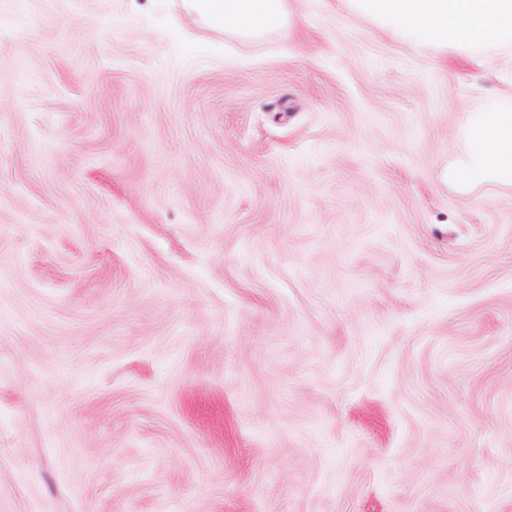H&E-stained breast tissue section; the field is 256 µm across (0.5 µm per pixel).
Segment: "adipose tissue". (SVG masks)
Listing matches in <instances>:
<instances>
[{"label":"adipose tissue","mask_w":512,"mask_h":512,"mask_svg":"<svg viewBox=\"0 0 512 512\" xmlns=\"http://www.w3.org/2000/svg\"><path fill=\"white\" fill-rule=\"evenodd\" d=\"M290 0H185L188 13L250 42L287 34L295 17ZM346 12L416 48L434 47L475 57L486 47L512 46V0H340ZM460 148L445 173L467 193L512 188V93L475 104L459 129Z\"/></svg>","instance_id":"adipose-tissue-1"}]
</instances>
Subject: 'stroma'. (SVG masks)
Masks as SVG:
<instances>
[{
  "mask_svg": "<svg viewBox=\"0 0 512 512\" xmlns=\"http://www.w3.org/2000/svg\"><path fill=\"white\" fill-rule=\"evenodd\" d=\"M290 5L0 0V512H512V49ZM290 0H186L188 13L212 27L224 28L244 42L279 32L288 36L295 17ZM460 148L445 178L460 192L477 187L512 188V91L475 104L459 129Z\"/></svg>",
  "mask_w": 512,
  "mask_h": 512,
  "instance_id": "35a3bbf8",
  "label": "stroma"
}]
</instances>
